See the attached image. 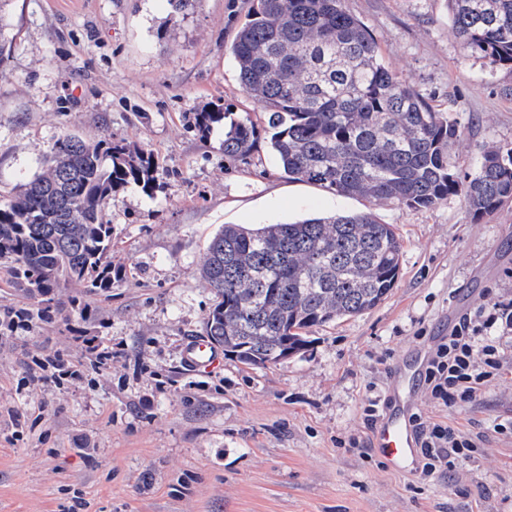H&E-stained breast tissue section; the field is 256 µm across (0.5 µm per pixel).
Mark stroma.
I'll return each mask as SVG.
<instances>
[{
  "label": "stroma",
  "instance_id": "stroma-1",
  "mask_svg": "<svg viewBox=\"0 0 512 512\" xmlns=\"http://www.w3.org/2000/svg\"><path fill=\"white\" fill-rule=\"evenodd\" d=\"M256 0H10L13 37L0 65V193L29 178L59 138L104 136L150 153L157 186L114 192L105 208L109 293L60 289L52 317L0 333V512H512L508 374L474 402L418 412L486 431L447 476L421 481L377 453L363 406L392 369L447 335L486 299L512 300V203L473 220L457 197L431 209L376 205L288 178L265 138L224 155V128L192 127L201 110L259 119L241 89L232 41ZM389 67L463 139L458 173L483 144L512 147V68L467 55L446 0H344ZM372 212L402 237L397 282L364 314L311 332L302 355L264 368L223 356L182 368L184 337L203 333L212 296L196 268L225 224L257 227L310 215ZM86 338L108 346L96 366ZM82 362L79 379L61 363Z\"/></svg>",
  "mask_w": 512,
  "mask_h": 512
}]
</instances>
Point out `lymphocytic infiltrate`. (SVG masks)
I'll return each mask as SVG.
<instances>
[{
  "label": "lymphocytic infiltrate",
  "instance_id": "1",
  "mask_svg": "<svg viewBox=\"0 0 512 512\" xmlns=\"http://www.w3.org/2000/svg\"><path fill=\"white\" fill-rule=\"evenodd\" d=\"M501 320L512 327V307L479 305L475 312L461 316L448 336L435 344L424 377L425 394L434 406L448 411L470 404L502 380L506 354L494 334ZM414 422L425 480L453 469L456 461L467 458L485 439L484 434L466 432L420 413Z\"/></svg>",
  "mask_w": 512,
  "mask_h": 512
}]
</instances>
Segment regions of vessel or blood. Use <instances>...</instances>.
<instances>
[{"label":"vessel or blood","mask_w":512,"mask_h":512,"mask_svg":"<svg viewBox=\"0 0 512 512\" xmlns=\"http://www.w3.org/2000/svg\"><path fill=\"white\" fill-rule=\"evenodd\" d=\"M218 354V348L203 336L187 338L180 348L181 362L191 370L211 365ZM428 356V351H420L410 363L394 369L384 412L372 436V444L388 468L400 473L411 474L421 469L419 440L412 419L415 390Z\"/></svg>","instance_id":"b4317fda"}]
</instances>
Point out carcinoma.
Wrapping results in <instances>:
<instances>
[{"mask_svg": "<svg viewBox=\"0 0 512 512\" xmlns=\"http://www.w3.org/2000/svg\"><path fill=\"white\" fill-rule=\"evenodd\" d=\"M448 9L465 52L512 64V0H448ZM230 51L241 89L266 109L264 134L288 177L414 209L460 196L476 221L512 201V147L485 145L475 172L456 175L458 122L385 63L343 0H257ZM193 119L207 132L226 113ZM258 136L249 117L228 123L224 155L246 157ZM156 181L150 154L106 136H64L38 171L0 197V260L42 312L65 286L109 291L105 205L129 183L151 195ZM401 254L395 226L371 212L224 224L198 268L213 296L205 335L250 368L297 355L311 329L384 302Z\"/></svg>", "mask_w": 512, "mask_h": 512, "instance_id": "carcinoma-1", "label": "carcinoma"}]
</instances>
